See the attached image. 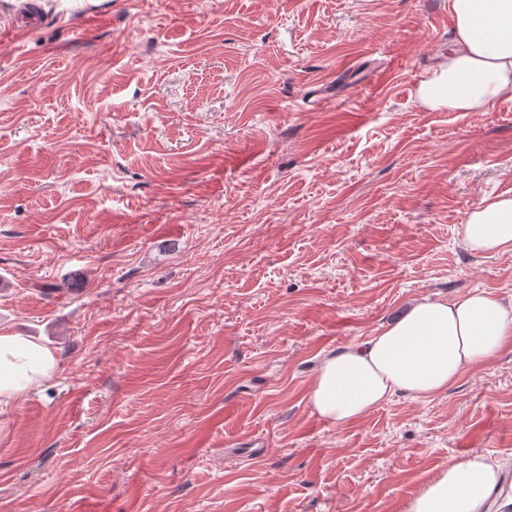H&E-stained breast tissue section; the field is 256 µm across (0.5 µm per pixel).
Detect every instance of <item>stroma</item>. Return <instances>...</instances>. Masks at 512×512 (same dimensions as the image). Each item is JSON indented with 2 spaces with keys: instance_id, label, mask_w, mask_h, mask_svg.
<instances>
[{
  "instance_id": "35a3bbf8",
  "label": "stroma",
  "mask_w": 512,
  "mask_h": 512,
  "mask_svg": "<svg viewBox=\"0 0 512 512\" xmlns=\"http://www.w3.org/2000/svg\"><path fill=\"white\" fill-rule=\"evenodd\" d=\"M88 2L0 44V334L56 356L0 512H405L511 454L512 348L347 427L308 399L416 298H512L458 234L512 196V101L418 95L448 0Z\"/></svg>"
}]
</instances>
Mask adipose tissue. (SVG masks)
Here are the masks:
<instances>
[{
    "label": "adipose tissue",
    "mask_w": 512,
    "mask_h": 512,
    "mask_svg": "<svg viewBox=\"0 0 512 512\" xmlns=\"http://www.w3.org/2000/svg\"><path fill=\"white\" fill-rule=\"evenodd\" d=\"M453 38L419 93L432 111L474 112L512 100V0H448ZM459 235L474 253L512 252V197L483 200ZM512 346V304L489 290L449 300L416 299L370 339L331 352L309 389L314 411L333 425L358 422L395 395L426 399ZM52 351L0 334V406L51 376ZM512 462L473 455L443 466L406 512H512L504 481Z\"/></svg>",
    "instance_id": "1"
}]
</instances>
